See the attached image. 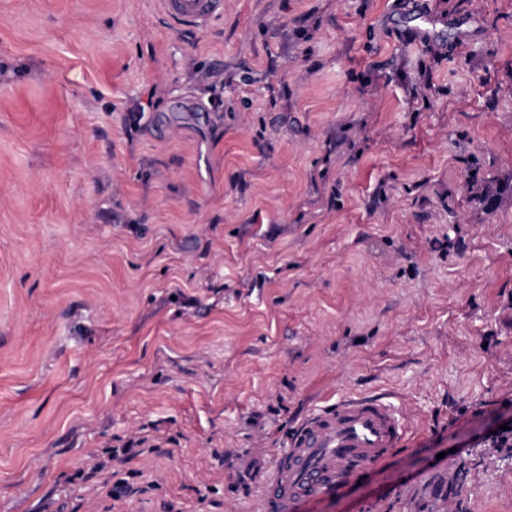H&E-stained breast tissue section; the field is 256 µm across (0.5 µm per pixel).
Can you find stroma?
<instances>
[{"label":"stroma","instance_id":"35a3bbf8","mask_svg":"<svg viewBox=\"0 0 512 512\" xmlns=\"http://www.w3.org/2000/svg\"><path fill=\"white\" fill-rule=\"evenodd\" d=\"M0 0V512H254L312 410L405 444L304 512H512V0ZM144 440L113 498L91 457ZM163 15L176 30L198 32L224 14V0H159Z\"/></svg>","mask_w":512,"mask_h":512}]
</instances>
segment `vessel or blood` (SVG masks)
Listing matches in <instances>:
<instances>
[{
  "label": "vessel or blood",
  "instance_id": "vessel-or-blood-1",
  "mask_svg": "<svg viewBox=\"0 0 512 512\" xmlns=\"http://www.w3.org/2000/svg\"><path fill=\"white\" fill-rule=\"evenodd\" d=\"M159 3L167 21L182 32L204 30L224 13V0ZM406 436L403 420L381 397L345 398L308 414L294 430L288 451L276 456L256 512H299L302 504L360 479Z\"/></svg>",
  "mask_w": 512,
  "mask_h": 512
}]
</instances>
